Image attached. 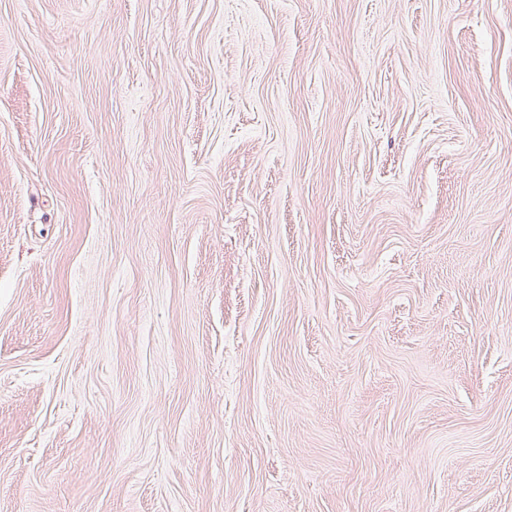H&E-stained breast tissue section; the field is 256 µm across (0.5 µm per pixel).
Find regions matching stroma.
<instances>
[{"mask_svg": "<svg viewBox=\"0 0 512 512\" xmlns=\"http://www.w3.org/2000/svg\"><path fill=\"white\" fill-rule=\"evenodd\" d=\"M0 512H512V0H0Z\"/></svg>", "mask_w": 512, "mask_h": 512, "instance_id": "35a3bbf8", "label": "stroma"}]
</instances>
